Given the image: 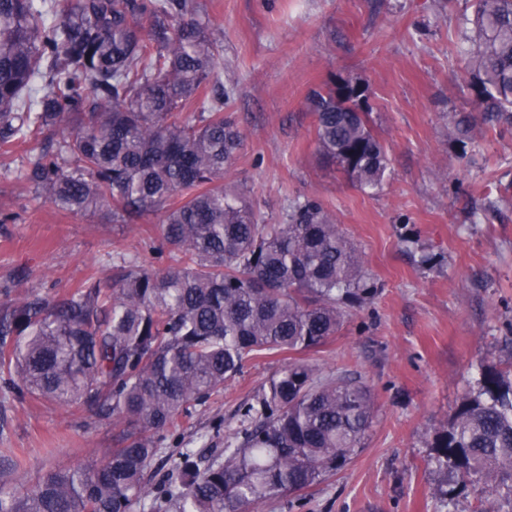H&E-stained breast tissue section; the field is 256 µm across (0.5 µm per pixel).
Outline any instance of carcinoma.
<instances>
[{
  "label": "carcinoma",
  "instance_id": "cac0c4a2",
  "mask_svg": "<svg viewBox=\"0 0 512 512\" xmlns=\"http://www.w3.org/2000/svg\"><path fill=\"white\" fill-rule=\"evenodd\" d=\"M461 69L475 111L512 128V0H474ZM222 46L195 0H0V157L35 142L17 171L57 210L97 208L133 224L163 212L165 251L130 260L108 288L0 289V389L112 420L104 459L51 468L21 490L0 458V512H249L344 469L373 423L374 397L348 375L300 357L369 304L377 287L355 242L313 197L277 224L220 184L244 134L224 117ZM316 151L353 183L385 185L391 158L363 84L331 76L312 89ZM459 158L473 141L453 119ZM292 357L238 412L224 460L170 458L175 477L145 474L181 418L261 354ZM435 489L450 505L478 488L481 512H512V364L482 371L432 435Z\"/></svg>",
  "mask_w": 512,
  "mask_h": 512
}]
</instances>
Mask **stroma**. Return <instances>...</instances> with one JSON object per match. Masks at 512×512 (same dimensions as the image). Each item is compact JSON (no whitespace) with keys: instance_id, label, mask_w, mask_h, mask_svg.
I'll return each instance as SVG.
<instances>
[{"instance_id":"obj_1","label":"stroma","mask_w":512,"mask_h":512,"mask_svg":"<svg viewBox=\"0 0 512 512\" xmlns=\"http://www.w3.org/2000/svg\"><path fill=\"white\" fill-rule=\"evenodd\" d=\"M470 0H199L220 39L224 113L244 147L224 182L251 196L269 221L291 201L317 198L358 245L378 293L310 362L327 375L355 372L372 391L375 417L364 448L341 472L302 495L252 512H480L477 491L451 507L435 494L427 437L487 367L512 362V130L474 114L458 61ZM338 75L366 84L374 127L391 156L380 192L324 163L306 107L309 91ZM471 116L469 162L448 135L454 114ZM0 285L17 291L73 288L115 277L122 260L148 262L162 213L135 224L109 210L65 214L14 176H0ZM435 259L423 267L421 254ZM28 271L18 280L20 271ZM284 362L261 355L197 406L171 452L208 463L239 429L251 400ZM111 422L88 411L0 398V449L18 478L99 459Z\"/></svg>"}]
</instances>
